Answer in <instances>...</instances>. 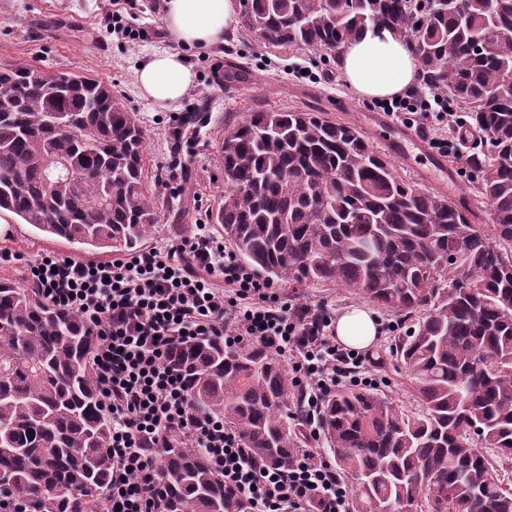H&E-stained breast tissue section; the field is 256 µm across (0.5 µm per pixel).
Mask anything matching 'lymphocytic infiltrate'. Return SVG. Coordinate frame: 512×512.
<instances>
[{"mask_svg": "<svg viewBox=\"0 0 512 512\" xmlns=\"http://www.w3.org/2000/svg\"><path fill=\"white\" fill-rule=\"evenodd\" d=\"M387 111L442 151L452 145L449 129L465 123L437 92L406 93ZM16 263L45 301L76 314L98 338L93 367L112 419L103 512H163L157 461L176 441L195 448L223 477L225 491L249 501L253 512H348L346 487L317 452L300 449L292 468L271 469L223 420L194 411L185 376L168 364L179 344H259L296 372L304 422L310 439H318L324 399L366 360L331 338L327 308L307 321L203 224L191 236L104 263L0 252L1 265Z\"/></svg>", "mask_w": 512, "mask_h": 512, "instance_id": "1", "label": "lymphocytic infiltrate"}]
</instances>
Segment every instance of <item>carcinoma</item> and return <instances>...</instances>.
I'll list each match as a JSON object with an SVG mask.
<instances>
[{
	"mask_svg": "<svg viewBox=\"0 0 512 512\" xmlns=\"http://www.w3.org/2000/svg\"><path fill=\"white\" fill-rule=\"evenodd\" d=\"M241 26L274 47L331 52L369 26L405 39L424 86L467 113L472 193L451 200L399 176L361 130L323 112L255 110L220 130L224 195L211 212L246 266L290 284H334L410 321L392 351L417 409L379 389H336L320 427L352 512H512V0H242ZM212 122L184 112L172 158ZM84 175L52 183L45 157ZM135 113L103 82L0 68V213L78 252L133 251L159 224ZM93 331L35 288L0 280V484L31 512H101L112 421L99 405ZM194 410L286 470L298 389L263 347H175ZM165 512H246L192 448L163 451Z\"/></svg>",
	"mask_w": 512,
	"mask_h": 512,
	"instance_id": "carcinoma-1",
	"label": "carcinoma"
}]
</instances>
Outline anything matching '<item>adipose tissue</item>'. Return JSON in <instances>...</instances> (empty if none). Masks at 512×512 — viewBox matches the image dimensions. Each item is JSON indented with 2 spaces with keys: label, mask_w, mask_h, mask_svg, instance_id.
Wrapping results in <instances>:
<instances>
[{
  "label": "adipose tissue",
  "mask_w": 512,
  "mask_h": 512,
  "mask_svg": "<svg viewBox=\"0 0 512 512\" xmlns=\"http://www.w3.org/2000/svg\"><path fill=\"white\" fill-rule=\"evenodd\" d=\"M237 0H165L164 25L169 35L189 48H213L237 22ZM339 65L348 84L360 97L389 99L404 95L419 78V64L411 46L391 30L369 27L340 50ZM136 79L141 92L156 105L179 101L192 86L195 75L184 56L160 53L139 67ZM337 341L354 350L371 347L380 326L375 312L352 306L337 317Z\"/></svg>",
  "instance_id": "adipose-tissue-1"
}]
</instances>
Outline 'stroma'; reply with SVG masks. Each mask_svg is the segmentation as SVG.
Listing matches in <instances>:
<instances>
[{
  "instance_id": "35a3bbf8",
  "label": "stroma",
  "mask_w": 512,
  "mask_h": 512,
  "mask_svg": "<svg viewBox=\"0 0 512 512\" xmlns=\"http://www.w3.org/2000/svg\"><path fill=\"white\" fill-rule=\"evenodd\" d=\"M113 0H0V64H32L48 73H72L98 78L138 116L146 137L145 158L149 178L164 202L160 221L149 244H161L183 237V225L206 220L224 193V177L217 130L254 109L272 111L306 110L326 112L332 119L360 128L377 151L388 154L398 173L418 188L451 199L470 194L465 175L470 150L456 147L445 158V170L434 167L433 153L410 151L408 158L393 154L391 147L407 126L394 119L392 126L379 129L375 118L380 110L347 85L333 54H314L302 49L265 46L242 27H234L222 49L184 47L168 34L161 5L163 0H130L121 9L120 25L133 38L100 32L99 23L112 12ZM184 55L195 81L178 102L160 107L139 89V63L162 53ZM313 74L304 78L301 67ZM207 100L214 123L195 137L180 164H172L170 132L180 113L191 110L199 100ZM19 252L34 259L48 253L70 254L69 245L44 237L28 224H20L8 214H0V251ZM296 307L328 306L332 314L359 304V297L333 285L298 288L281 286ZM380 338L373 346L377 364H365L361 376L374 379L396 404L413 407L409 382L402 365L392 353L395 317L380 313Z\"/></svg>"
}]
</instances>
